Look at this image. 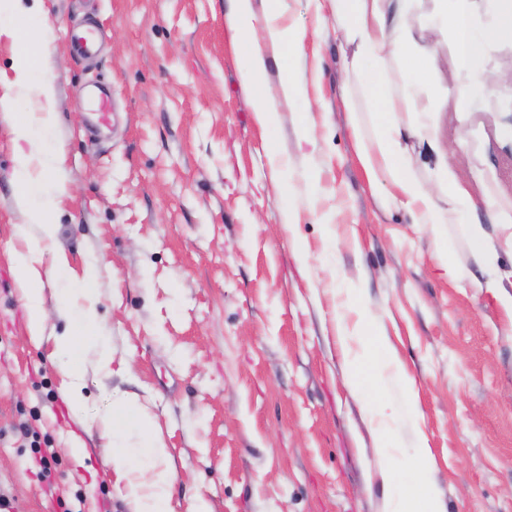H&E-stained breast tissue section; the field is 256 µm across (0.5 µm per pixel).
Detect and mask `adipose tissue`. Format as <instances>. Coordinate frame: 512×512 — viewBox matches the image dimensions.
Here are the masks:
<instances>
[{
  "mask_svg": "<svg viewBox=\"0 0 512 512\" xmlns=\"http://www.w3.org/2000/svg\"><path fill=\"white\" fill-rule=\"evenodd\" d=\"M415 0H332L339 36L351 47L348 64L363 94L379 120L369 147L359 149L356 159L367 175L384 173L388 195L398 205L416 216L419 223L430 225L434 237H441V227L472 204L468 180L448 162L440 160L435 182L423 180L417 173L416 160L406 143L414 137L420 146L436 148L437 129L428 123L436 112L437 101L431 77L435 70V49L421 44L411 21ZM439 22L434 36L452 40L458 50V64L465 74L452 94L459 109H466L471 92L491 91L493 77L478 65L480 43L470 17V0H435ZM281 0H228L224 22L233 43L242 50L238 57L240 79L252 91L255 121L264 129L278 122L277 101L304 94L303 82L293 66H286L285 77L274 90L258 87L257 80L266 69L265 47L284 48L300 42L306 31H294L281 23ZM402 68L404 90H397L390 73ZM12 88L0 94V117L11 129L17 146L15 180L20 189L26 224L20 231L29 236L27 250L11 255L15 285L25 300L30 336L43 337L48 323L44 280L35 262L39 254L51 250L56 236L53 215L60 199L51 175L63 169L64 155L59 149H47L43 141L55 125L56 114L49 106L53 78L42 66L40 48L25 45L14 62ZM44 98L41 111L26 110V102ZM483 193L494 206V220L499 226L497 238H488L481 225L468 229V246L476 261L490 264L499 251L512 253V201L497 199L491 183H484ZM94 267H87L80 290L85 304L72 308L57 304L58 314L70 323L69 330L54 338L53 353L61 358L63 374L70 381L66 392L70 409L81 413L84 343L94 338L100 344V365L108 367L111 353L105 347L106 328L96 313L93 288ZM108 437L112 443L110 465L124 483V497L132 512H173L169 489L173 472L159 468L166 451L154 436L150 422L135 401L117 400L108 418ZM137 431L139 440L129 445L127 434Z\"/></svg>",
  "mask_w": 512,
  "mask_h": 512,
  "instance_id": "adipose-tissue-1",
  "label": "adipose tissue"
}]
</instances>
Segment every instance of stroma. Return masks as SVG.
Here are the masks:
<instances>
[{
    "label": "stroma",
    "instance_id": "obj_1",
    "mask_svg": "<svg viewBox=\"0 0 512 512\" xmlns=\"http://www.w3.org/2000/svg\"><path fill=\"white\" fill-rule=\"evenodd\" d=\"M29 39L54 76L52 140L64 148L55 251L72 279L95 265L112 362L84 355L86 405L73 415L49 338L27 330L9 263L23 249L15 152L0 121V494L11 512H130L103 422L135 397L167 450L174 512H390L410 491L418 444L446 512H512V321L473 263L465 223L495 232L482 180L512 198V42L492 31L496 0H472L479 65L496 83L467 112L445 98L442 144L470 181L475 210L443 225L459 267L448 280L429 225L387 200L355 160L366 102L346 76L330 0H284L305 27V94L262 134L224 23L225 0H42ZM103 33L91 61L76 23ZM115 120L92 135L93 84ZM360 137H353L352 123ZM290 164L274 175L271 152ZM295 206L298 224L282 212ZM330 223H323L322 213ZM366 308L378 341L339 339ZM375 369L345 378L364 356ZM385 432L378 448L375 431ZM81 448V456L69 447ZM53 451L54 490L31 473Z\"/></svg>",
    "mask_w": 512,
    "mask_h": 512
}]
</instances>
